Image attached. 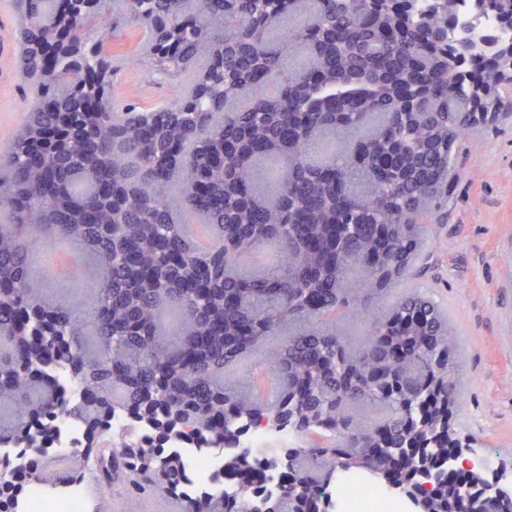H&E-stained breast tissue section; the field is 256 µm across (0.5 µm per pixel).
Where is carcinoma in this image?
<instances>
[{"mask_svg":"<svg viewBox=\"0 0 512 512\" xmlns=\"http://www.w3.org/2000/svg\"><path fill=\"white\" fill-rule=\"evenodd\" d=\"M308 18L278 36L303 2ZM9 0L19 31L23 84L33 91L22 134L0 150V445L43 441L60 418H77L88 443L74 483L93 470L102 499L177 497L182 512H329L335 476L362 471L392 482L399 456L428 466L436 490L423 512H512L501 479L468 500L448 493L460 399L452 371L457 336L430 297L412 292L372 318L353 347L338 322L383 300L413 271L427 224L443 220L458 153L496 125L512 84L498 80L496 39L448 35L459 0ZM512 28V0H481ZM162 78L192 76L169 106L116 108L112 43L128 21ZM307 64L273 95L285 57ZM341 146L315 158V142ZM275 159L274 191L257 181ZM197 218L211 232L201 248ZM67 240L101 266L80 308L45 301L31 287L28 244ZM277 246L269 266L246 258ZM174 308L170 328L164 312ZM91 325L96 346L83 345ZM283 341L271 345L277 337ZM263 351L275 385L243 386L226 371ZM69 364L82 398L67 400L55 371ZM362 406L380 411L369 421ZM152 425L144 454L97 446L116 409ZM264 425L295 431L288 481L275 492L181 493L178 436L209 449ZM43 456L22 453L0 469V512H15L25 486L43 481ZM266 474L248 452L229 464Z\"/></svg>","mask_w":512,"mask_h":512,"instance_id":"obj_1","label":"carcinoma"}]
</instances>
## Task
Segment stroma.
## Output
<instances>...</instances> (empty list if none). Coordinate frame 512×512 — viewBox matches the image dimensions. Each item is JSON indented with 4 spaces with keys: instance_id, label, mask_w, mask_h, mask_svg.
<instances>
[{
    "instance_id": "35a3bbf8",
    "label": "stroma",
    "mask_w": 512,
    "mask_h": 512,
    "mask_svg": "<svg viewBox=\"0 0 512 512\" xmlns=\"http://www.w3.org/2000/svg\"><path fill=\"white\" fill-rule=\"evenodd\" d=\"M140 29L126 28L114 62L117 104L153 110L173 102L189 78L156 80L140 58ZM33 98L18 81L0 83V147L24 126ZM30 253L33 288L46 300L82 304L100 267L71 243L36 244ZM419 291L452 320L460 357L454 375L467 391L455 423L474 435L494 465L512 468V347L500 346L503 322L512 323V123L480 132L459 159L443 223L430 225L410 278L395 296Z\"/></svg>"
}]
</instances>
